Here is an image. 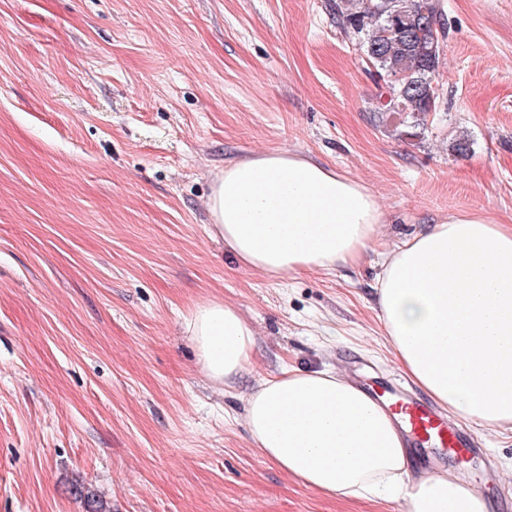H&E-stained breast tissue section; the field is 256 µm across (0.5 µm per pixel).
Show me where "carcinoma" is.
Wrapping results in <instances>:
<instances>
[{"mask_svg": "<svg viewBox=\"0 0 512 512\" xmlns=\"http://www.w3.org/2000/svg\"><path fill=\"white\" fill-rule=\"evenodd\" d=\"M336 24L351 31L375 68L386 101L378 111L415 126L439 108L435 78L446 34L440 0H336Z\"/></svg>", "mask_w": 512, "mask_h": 512, "instance_id": "obj_1", "label": "carcinoma"}]
</instances>
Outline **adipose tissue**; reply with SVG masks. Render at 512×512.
<instances>
[{"mask_svg":"<svg viewBox=\"0 0 512 512\" xmlns=\"http://www.w3.org/2000/svg\"><path fill=\"white\" fill-rule=\"evenodd\" d=\"M207 208L225 248L269 276L357 263L384 216L364 184L290 152L225 164ZM376 303L395 364L449 420L512 424L511 224L462 213L414 234L382 261ZM184 328L212 383L248 370L255 333L234 306L198 304ZM244 422L266 459L329 496L490 512L454 473L414 475L393 416L347 376L288 368L261 379Z\"/></svg>","mask_w":512,"mask_h":512,"instance_id":"obj_1","label":"adipose tissue"}]
</instances>
